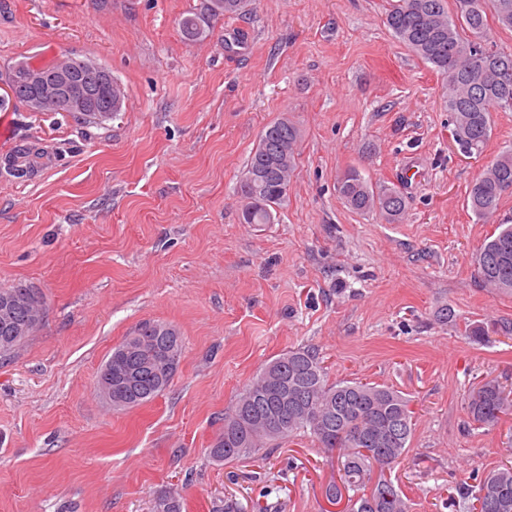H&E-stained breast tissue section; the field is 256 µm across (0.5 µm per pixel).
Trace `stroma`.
<instances>
[{
    "label": "stroma",
    "instance_id": "stroma-1",
    "mask_svg": "<svg viewBox=\"0 0 512 512\" xmlns=\"http://www.w3.org/2000/svg\"><path fill=\"white\" fill-rule=\"evenodd\" d=\"M206 0H0V85L19 62L66 55L107 67L121 112L85 124L31 112L0 88V162L27 143L19 178L0 165V289L46 303L0 357V512H336V452L295 435L252 458L209 457L224 415L265 364L319 353L329 381L410 400L409 451L386 476L409 512H470L457 486L512 460V416L470 423L485 379L512 387V295L473 258L495 227L466 206L487 161L512 146L493 115L482 152L456 141L443 75L385 23L386 0H254L185 39ZM302 130L287 201L240 221V184L266 126ZM356 167L408 197L402 221L351 210ZM184 346L168 389L116 410L96 387L142 323ZM482 326L474 341L469 326Z\"/></svg>",
    "mask_w": 512,
    "mask_h": 512
}]
</instances>
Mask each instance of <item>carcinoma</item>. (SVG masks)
I'll list each match as a JSON object with an SVG mask.
<instances>
[{"label":"carcinoma","mask_w":512,"mask_h":512,"mask_svg":"<svg viewBox=\"0 0 512 512\" xmlns=\"http://www.w3.org/2000/svg\"><path fill=\"white\" fill-rule=\"evenodd\" d=\"M389 0L386 24L400 43L433 65L448 82V111L462 146L481 151L492 134V113L512 112V51L487 46L486 5L500 27L512 29V0ZM249 0H208L207 15L179 21L188 39L202 36L205 18L246 12ZM108 118L105 94L98 111L80 119L100 124ZM301 130L282 117L262 132L241 182L247 224L273 223V210L288 198ZM266 173L261 192L253 194L248 177ZM344 203L361 213H375L389 224L404 215L408 198L396 186L372 184L351 167L337 180ZM512 193V148L500 151L471 184L467 206L479 221L493 217L504 196ZM475 257L478 277L503 294H512V219L499 223ZM168 325L149 322L112 351L122 358L131 378L123 385L122 402L129 409L153 400L171 384L178 369L183 341L165 332ZM472 423L493 426L512 412V393L496 379H487L467 396ZM414 412L400 391L358 381L330 383L319 354L310 348L289 350L266 364L224 416V430L209 450L217 463L246 460L263 448L292 435L308 433L319 447L338 450V470L346 489L359 491L367 475L377 480L367 493L348 498V512H407L400 490L384 471L409 448ZM458 491L478 504V512H512V463L490 471L478 483L462 482ZM183 502L167 492L154 499L152 512H182Z\"/></svg>","instance_id":"carcinoma-1"}]
</instances>
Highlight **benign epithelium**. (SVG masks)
I'll return each mask as SVG.
<instances>
[{"label":"benign epithelium","mask_w":512,"mask_h":512,"mask_svg":"<svg viewBox=\"0 0 512 512\" xmlns=\"http://www.w3.org/2000/svg\"><path fill=\"white\" fill-rule=\"evenodd\" d=\"M96 76L107 89L110 112L114 114L121 111L124 102L122 86L107 70H96ZM7 89L11 96H24L31 112L41 111L48 103H59L71 112H84L96 106L95 97L87 90L77 69L62 61L54 68H32L12 76ZM17 307L30 310V319L23 325L13 318V310ZM42 316L41 300L33 291H22L13 298L0 302V325L14 336L25 334ZM122 372L123 368L112 366L110 360L103 366L98 384L107 399H112V374L120 375Z\"/></svg>","instance_id":"1"}]
</instances>
